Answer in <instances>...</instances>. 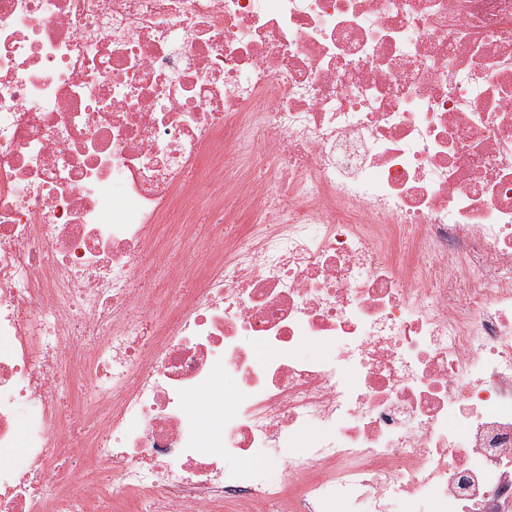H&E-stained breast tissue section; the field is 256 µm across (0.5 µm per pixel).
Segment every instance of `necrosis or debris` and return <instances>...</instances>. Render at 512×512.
<instances>
[{
    "label": "necrosis or debris",
    "mask_w": 512,
    "mask_h": 512,
    "mask_svg": "<svg viewBox=\"0 0 512 512\" xmlns=\"http://www.w3.org/2000/svg\"><path fill=\"white\" fill-rule=\"evenodd\" d=\"M104 502L512 512V0H0V512Z\"/></svg>",
    "instance_id": "4bbe7bcc"
}]
</instances>
